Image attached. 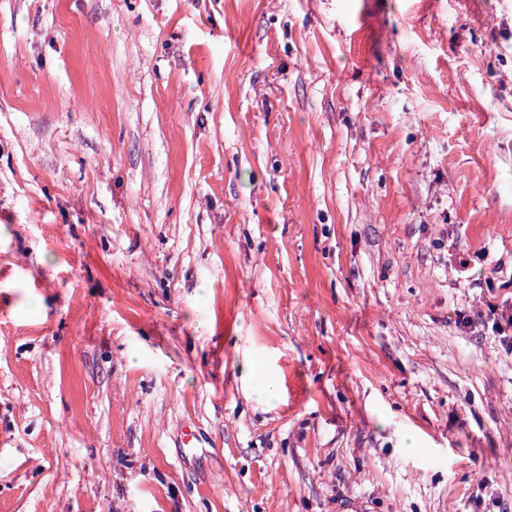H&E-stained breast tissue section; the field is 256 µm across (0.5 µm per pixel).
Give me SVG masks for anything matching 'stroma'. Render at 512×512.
<instances>
[{
  "label": "stroma",
  "instance_id": "obj_1",
  "mask_svg": "<svg viewBox=\"0 0 512 512\" xmlns=\"http://www.w3.org/2000/svg\"><path fill=\"white\" fill-rule=\"evenodd\" d=\"M511 279L512 0H0V512H512ZM245 376L250 384L251 396L265 403L277 400L279 388L275 380L260 366L249 364L245 368Z\"/></svg>",
  "mask_w": 512,
  "mask_h": 512
}]
</instances>
